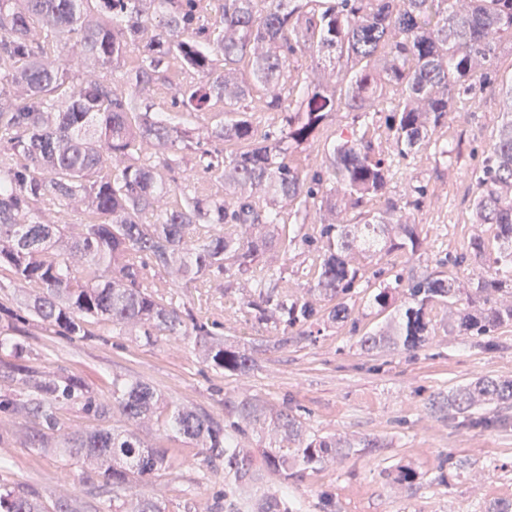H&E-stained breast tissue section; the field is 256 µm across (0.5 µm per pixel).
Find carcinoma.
<instances>
[{
	"label": "carcinoma",
	"instance_id": "cac0c4a2",
	"mask_svg": "<svg viewBox=\"0 0 512 512\" xmlns=\"http://www.w3.org/2000/svg\"><path fill=\"white\" fill-rule=\"evenodd\" d=\"M199 2L0 0V272L30 289L24 309L0 307L11 331L21 332L16 324L36 317L73 340L93 336L89 326L99 321L146 345L161 336H191L213 369L244 375L256 365L252 351L156 294L144 284V270H173L186 283L250 273L254 288L243 306L254 318L276 328L303 327L316 319V309L288 297L281 276L264 262L278 244L281 210L296 200L319 214L318 239H302L321 242L314 291L336 301L327 321H347L346 299L358 278L351 255L420 246L407 207L395 202L355 234L344 223L349 210L386 189L389 168L366 139L383 89L401 93L386 129L411 154L428 146L448 117L449 94L470 93L487 77L496 54L490 36L512 39V0H328L320 11L309 7L313 0H216L218 18L209 27L199 24ZM154 20L161 36L140 45L142 29ZM35 25L55 41L79 42L84 58L106 72L135 49L142 50V64L120 86L81 80L65 62L47 64L52 45L27 38ZM299 50L309 53L311 66L293 98L288 69ZM172 57L197 76L175 100L189 116L205 117L212 102H224V119L206 128L208 138L224 144V157L152 111V87ZM252 102L283 114L278 132H258L247 111ZM338 107L355 113L359 127L334 141L311 173L288 162ZM505 112L474 207L480 223L496 226L497 261L512 265V86ZM147 142L159 163L141 160ZM188 152L192 168L224 181V195L183 191L179 202L169 201L173 188L159 170H174ZM75 199L89 213L79 237L68 238L62 224L38 221L40 206ZM147 213L155 217L149 224L142 221ZM459 294L439 272L405 286L395 278L378 289L373 304L386 309L401 296L399 320L360 345L424 346L428 307L446 306ZM455 316L463 335L487 336L512 322V303L485 298ZM0 351L11 358L0 365V380L21 385L0 397V414L32 417L36 451L81 460L86 478L112 490L97 512H168L160 499L133 491L172 466L168 450L141 437L149 426L198 448L207 467L224 461V494L212 512H302L284 492L256 496L266 476L300 478L354 447L307 434L297 416L256 397H225L221 420L165 401L143 380L114 377L106 400L79 374L29 365V345L15 335H0ZM485 401L512 402V381L480 378L448 396V407L465 414ZM63 406L93 416L100 427L84 436L66 432ZM251 433L266 439L259 466L242 444ZM0 512L46 510L36 488L0 482Z\"/></svg>",
	"mask_w": 512,
	"mask_h": 512
}]
</instances>
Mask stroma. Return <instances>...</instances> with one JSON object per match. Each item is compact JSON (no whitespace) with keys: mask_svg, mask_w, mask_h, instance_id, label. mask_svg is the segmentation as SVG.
I'll list each match as a JSON object with an SVG mask.
<instances>
[{"mask_svg":"<svg viewBox=\"0 0 512 512\" xmlns=\"http://www.w3.org/2000/svg\"><path fill=\"white\" fill-rule=\"evenodd\" d=\"M509 85L512 39L504 37L497 43L492 74L473 94L451 99L448 117L428 147L404 156L383 130L373 132L375 152L389 168L386 193L366 198L349 217L359 223L362 213L403 202L408 185L423 186L412 210L422 247L413 254L357 255L360 272L348 298L352 315L347 322L322 323L309 336L290 329L286 344L257 353L255 368L236 375L209 367L187 337H162L147 346L111 323L98 322L91 326L92 337L79 341L33 320L27 326L31 366L82 375L99 395L107 392L113 375L138 378L165 400L218 418L224 415L225 396L251 395L288 408L309 433L354 442L349 454L289 481L288 497L303 512H322L327 496L335 501V512H493L498 504L512 503V406H484L481 413L493 424L474 427L446 405L448 395L478 378H512V323L489 336H463L449 312L436 306L428 311L424 347L368 350L360 345L362 336L383 330L394 317V309L382 311L372 303L376 289L394 278L408 282L439 270L465 289L481 277L504 278L505 268L496 261L495 227L477 223L473 204L483 159L498 138ZM353 125V113H332L318 136L295 155V163L306 169L320 165L326 147ZM445 145L450 154H441ZM284 219L282 232L290 245L270 251L266 264L281 271V285L290 295L329 310V302L313 290L319 254L300 244L302 237L317 235L318 216L293 204L285 208ZM476 238L486 242L478 259L470 247ZM147 278L172 291L175 301L197 316L221 324L228 338L249 343L275 334L272 325L258 323L243 305L253 286L251 275L210 277L198 286L175 283L170 274L152 270ZM35 428L34 420L22 414L0 426V480L37 488L48 512L61 498L95 508L81 463L36 454L26 440ZM143 437L152 447L174 451L171 468L141 486L165 500L170 512H200L223 494V472L202 476L196 449L176 446L173 436L155 427ZM406 469L414 472V480L398 483ZM191 485L197 494L188 503L182 491Z\"/></svg>","mask_w":512,"mask_h":512,"instance_id":"35a3bbf8","label":"stroma"}]
</instances>
